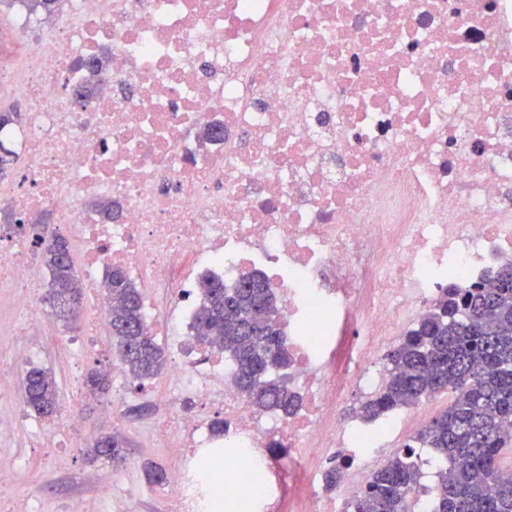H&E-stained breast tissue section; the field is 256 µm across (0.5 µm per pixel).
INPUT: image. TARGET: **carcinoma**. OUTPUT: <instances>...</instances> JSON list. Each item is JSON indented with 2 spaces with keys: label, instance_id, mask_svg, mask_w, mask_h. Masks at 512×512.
I'll list each match as a JSON object with an SVG mask.
<instances>
[{
  "label": "carcinoma",
  "instance_id": "carcinoma-1",
  "mask_svg": "<svg viewBox=\"0 0 512 512\" xmlns=\"http://www.w3.org/2000/svg\"><path fill=\"white\" fill-rule=\"evenodd\" d=\"M30 14L51 16L62 0H9ZM67 241L52 237L45 246L50 270L47 285L53 315L77 320L82 284ZM112 338L129 375L150 380L165 364L163 349L150 334L139 289L118 267L104 288ZM196 344L229 357L235 366L232 384L259 412L283 418L301 406L300 394L286 377L293 357L280 323L277 297L265 277L247 274L233 288L212 279L202 283L192 325ZM385 381L361 403L356 414L380 420L426 399L449 394L448 407L432 417L413 444L392 456L372 474L352 502L353 512H410V494L420 470L416 447L433 450L439 492L431 512H512V479L502 476L504 453L512 434L502 429L512 419V261L485 282L470 288L442 286L427 311L384 357ZM24 400L48 417L58 410L53 375L32 368L23 380ZM124 441L100 436L94 457L121 461ZM345 459L323 474L332 491L340 484Z\"/></svg>",
  "mask_w": 512,
  "mask_h": 512
}]
</instances>
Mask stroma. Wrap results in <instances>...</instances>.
Returning a JSON list of instances; mask_svg holds the SVG:
<instances>
[{"instance_id":"35a3bbf8","label":"stroma","mask_w":512,"mask_h":512,"mask_svg":"<svg viewBox=\"0 0 512 512\" xmlns=\"http://www.w3.org/2000/svg\"><path fill=\"white\" fill-rule=\"evenodd\" d=\"M91 290L83 292V308L76 323L66 324L48 317L43 331L30 333L32 357L18 364L10 356L13 333L18 326L7 307H0V371L8 370L15 381H23L27 368L50 371L58 385L60 410L56 422L75 414L97 433L112 432L125 442L126 460L89 462L81 448H40L36 427L41 418L29 409L22 396L0 403V413L19 416L15 430L0 441V463L17 468L19 478L0 486V505H11L20 512H71L79 501L90 503V512H99L95 503L99 486L112 488L106 512H126L130 496L140 498L139 512H161L164 486L151 483L145 467L150 463L171 469L177 458L172 447L156 446L151 429L164 415L158 396L167 388L166 374H159L144 385H137L122 366L108 329L98 332L99 350L84 351L73 341L92 322L94 303ZM107 373L110 386L97 400L77 397L76 389L86 386L93 372ZM118 403L117 421H110L105 407Z\"/></svg>"}]
</instances>
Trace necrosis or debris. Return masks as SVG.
Here are the masks:
<instances>
[{
	"label": "necrosis or debris",
	"instance_id": "4bbe7bcc",
	"mask_svg": "<svg viewBox=\"0 0 512 512\" xmlns=\"http://www.w3.org/2000/svg\"><path fill=\"white\" fill-rule=\"evenodd\" d=\"M105 49L77 103L76 61ZM14 52L0 29V98L27 108L0 129L23 160L0 182V288L14 316L45 321L43 248L21 215L50 214L45 232L67 237L87 288L124 269L150 323L204 279L265 275L302 406L286 420L255 412L223 356L184 357L187 317L165 320L169 388L200 402L155 428L181 450L165 512H211L200 461L227 448L262 476L229 512H350L394 433L428 412L370 424L340 405L379 389L383 350L440 285L512 260V0H69L19 73ZM95 199L111 200V221ZM212 412L228 423L217 439ZM275 440L294 460L284 480L270 477ZM333 450L348 477L329 501L307 465Z\"/></svg>",
	"mask_w": 512,
	"mask_h": 512
}]
</instances>
